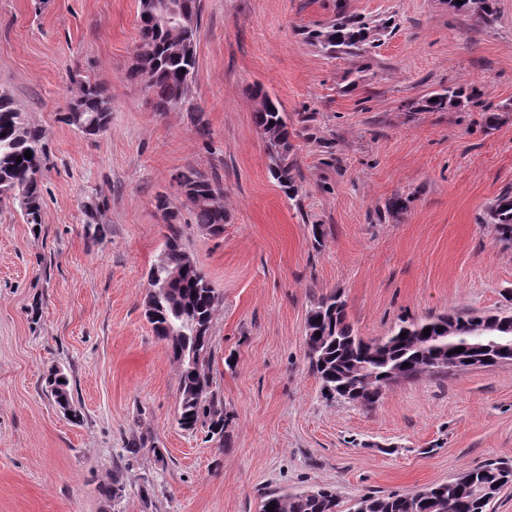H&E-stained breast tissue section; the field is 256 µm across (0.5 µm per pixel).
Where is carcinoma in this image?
<instances>
[{
	"label": "carcinoma",
	"instance_id": "1",
	"mask_svg": "<svg viewBox=\"0 0 512 512\" xmlns=\"http://www.w3.org/2000/svg\"><path fill=\"white\" fill-rule=\"evenodd\" d=\"M186 19L177 28L155 21L154 0H138L140 44L130 76L139 79L153 97L157 112L185 109L191 112L196 131L207 133L203 111L191 99V85L196 70V37L202 11L201 0H179ZM448 7L488 20L496 13V0H448ZM367 40L366 27L341 24L324 35V43L338 53L351 54ZM77 93L62 122L82 130L94 123L103 131L110 129L111 98L102 86L78 81ZM477 96L476 90L464 85L450 86L435 93L437 100L427 99L426 107L442 112L464 96ZM253 113L256 127L264 137L269 160L268 171L288 197L297 193L292 167L288 163V123L276 103L262 91L255 94ZM31 151L32 158H24ZM22 161H17V157ZM46 130L29 123L14 99L0 94V199H7L20 210L25 223H42V188L40 174L46 167ZM177 186L193 199L195 224L211 235L223 233L229 214L224 206V186L219 178H209L193 167L176 176ZM162 211L167 233L161 261L167 273L179 277L167 281L166 289L146 294L150 305L146 317L155 335L165 344L174 359L195 355L198 365H181L178 387V424L207 428V435L224 440V406L213 389L208 368L211 353V322L219 296L206 273L191 264L184 243V230L177 211L167 196L156 198ZM490 223L497 226L501 241L512 243V191L501 194L489 207ZM431 329L426 335L424 330ZM479 336H511L512 314L446 315L424 321L402 320L390 336L366 342L347 321L346 304L339 296H325L314 304L306 319L305 339L320 344L321 353L310 359L313 371L327 399L340 393L345 400L364 407L372 406L383 388L386 373L395 367L413 378L428 371L436 360H446L453 349L462 347L466 355H494L512 358V349L494 345L481 346ZM512 485V464L490 461L447 482L432 484L411 493L386 495L363 494L366 512H487L491 502ZM336 512V493L321 491L316 501L300 493L272 491L264 495L261 512Z\"/></svg>",
	"mask_w": 512,
	"mask_h": 512
}]
</instances>
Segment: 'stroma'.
Instances as JSON below:
<instances>
[{
    "label": "stroma",
    "instance_id": "35a3bbf8",
    "mask_svg": "<svg viewBox=\"0 0 512 512\" xmlns=\"http://www.w3.org/2000/svg\"><path fill=\"white\" fill-rule=\"evenodd\" d=\"M201 4L192 99L204 136L188 112H154L128 76L138 0H0V91L45 129L52 159L40 225L0 204V512H260L266 492L321 488L348 512L366 493L512 463V362L425 372L366 408L323 398L304 342L311 306L333 293L367 341L403 319L512 311V244L487 217L512 190V0L490 22L448 0ZM346 20L369 28L362 55L320 39ZM78 78L111 97L103 135L61 120ZM453 84L478 103L424 109ZM259 88L288 118L292 198L267 169ZM486 107L499 112L491 129ZM188 166L223 182L221 235L193 222L174 180ZM160 194L220 297V440L178 425L180 366L144 315L166 234ZM394 196L406 201L397 216ZM54 368L70 410L46 383Z\"/></svg>",
    "mask_w": 512,
    "mask_h": 512
}]
</instances>
